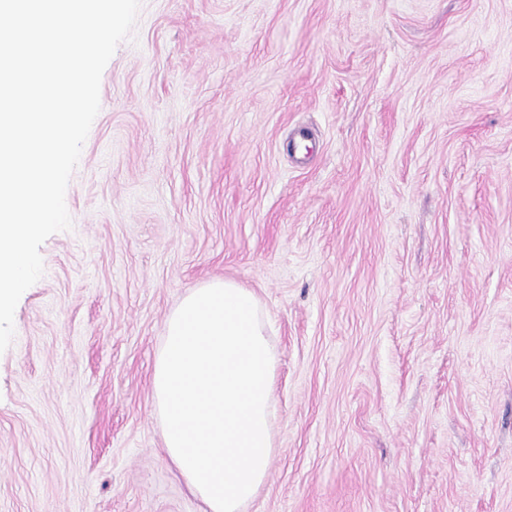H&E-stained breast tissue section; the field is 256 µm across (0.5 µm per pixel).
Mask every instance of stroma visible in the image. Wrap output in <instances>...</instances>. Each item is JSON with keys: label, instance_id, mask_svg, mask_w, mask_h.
Masks as SVG:
<instances>
[{"label": "stroma", "instance_id": "35a3bbf8", "mask_svg": "<svg viewBox=\"0 0 512 512\" xmlns=\"http://www.w3.org/2000/svg\"><path fill=\"white\" fill-rule=\"evenodd\" d=\"M0 353V512H202L150 376L255 291L245 512H512V0H141Z\"/></svg>", "mask_w": 512, "mask_h": 512}]
</instances>
